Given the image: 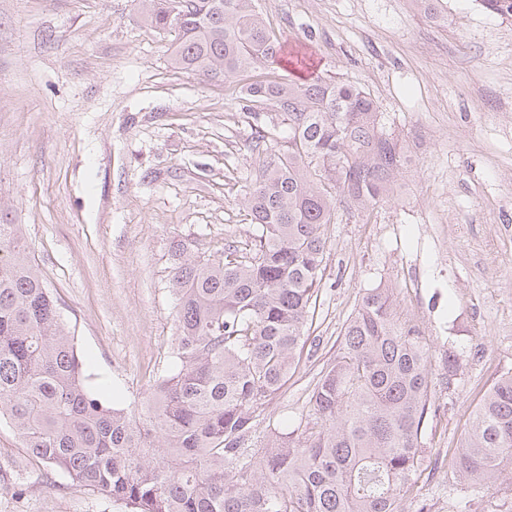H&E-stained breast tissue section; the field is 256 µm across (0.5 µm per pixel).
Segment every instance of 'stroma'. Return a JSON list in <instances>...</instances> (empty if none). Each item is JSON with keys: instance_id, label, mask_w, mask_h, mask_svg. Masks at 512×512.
Here are the masks:
<instances>
[{"instance_id": "35a3bbf8", "label": "stroma", "mask_w": 512, "mask_h": 512, "mask_svg": "<svg viewBox=\"0 0 512 512\" xmlns=\"http://www.w3.org/2000/svg\"><path fill=\"white\" fill-rule=\"evenodd\" d=\"M282 63L244 82L338 77L376 102L398 138L402 194L339 205L326 238L309 341L248 443L297 428L367 289L430 352L431 462L405 512H512V461L492 487L448 479V458L485 391L512 371V17L479 0H257ZM171 34L135 0H0V222L17 224L58 297L95 391L143 402L174 363L171 246L248 252L245 193L265 150L235 83L171 66ZM0 512H127L29 456L0 421Z\"/></svg>"}]
</instances>
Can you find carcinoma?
I'll return each instance as SVG.
<instances>
[{
	"instance_id": "cac0c4a2",
	"label": "carcinoma",
	"mask_w": 512,
	"mask_h": 512,
	"mask_svg": "<svg viewBox=\"0 0 512 512\" xmlns=\"http://www.w3.org/2000/svg\"><path fill=\"white\" fill-rule=\"evenodd\" d=\"M175 33L176 69L229 80L276 61L282 45L255 0H138ZM253 120L288 126L246 206L255 248L212 259L172 252L176 365L157 376L146 418L87 387L59 300L18 224H0V418L27 452L129 512H402L426 462L430 354L390 288H371L310 396L301 430L246 441L288 382L313 323L337 205L367 209L391 190L401 156L373 99L336 77L241 86ZM512 460V372L475 409L448 479L494 482Z\"/></svg>"
}]
</instances>
